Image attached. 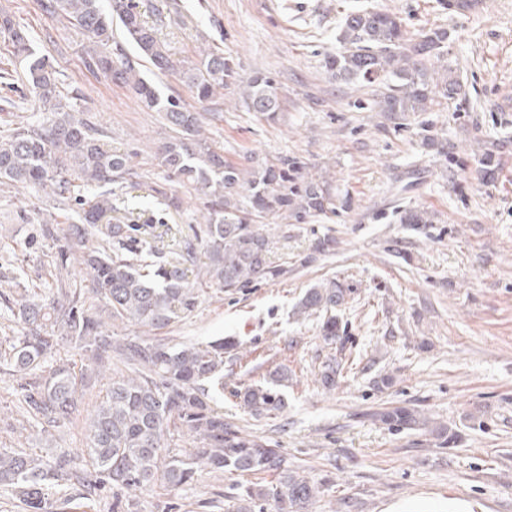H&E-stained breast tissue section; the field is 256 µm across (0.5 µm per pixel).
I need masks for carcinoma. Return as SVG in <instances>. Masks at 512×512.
Listing matches in <instances>:
<instances>
[{
    "instance_id": "obj_1",
    "label": "carcinoma",
    "mask_w": 512,
    "mask_h": 512,
    "mask_svg": "<svg viewBox=\"0 0 512 512\" xmlns=\"http://www.w3.org/2000/svg\"><path fill=\"white\" fill-rule=\"evenodd\" d=\"M46 13L67 20L91 40L85 64L112 82L132 91L145 108L164 114L177 136L158 149L160 166L168 177L187 182L201 196L205 224L194 240L178 242L165 252L147 240L129 245L135 224L112 223V185L130 174L129 156L107 148L97 130L64 113L57 94L58 72L36 54L29 34L7 12H0V38L17 55L28 59V90L50 117L38 125H21L0 137V182L42 190L59 201L80 187L100 194L82 203L78 222L40 225L49 242L57 270L56 288L45 301L20 294L12 311L19 327L15 336L0 338V360L23 384L24 410L39 423L70 420L92 375L112 350L122 348L129 364L141 366L130 375L112 377L89 420V447L83 449L84 468L67 452L44 461L24 448H0V486L25 502L28 512H55L56 489L72 479L92 494L106 486L123 491L160 485L177 490L204 469L244 475L277 474L275 482L257 481L236 497L232 512H263L271 499L277 512H308L320 493L313 480L282 467L281 449L262 438L224 422V413L210 404L209 389H224V340L169 346L129 343L112 336L116 321L134 322L151 331L167 326L180 313L191 311L195 289L185 264L196 249L207 262L202 277L221 289L244 288L288 273L267 260L270 240L257 224L243 216L263 218L279 213L296 224L350 208L326 181L304 172L294 158L250 162L228 160L210 147L201 133V115L179 98L164 97L147 81L122 47L112 45V16L120 20L127 41L139 57L161 71L175 66L154 28L146 25L135 0H48ZM339 48L327 55L325 68L336 79L372 84L386 80L381 111L403 127L409 113L431 112L462 92L452 65L446 61L448 32L431 29L414 37L397 14L382 9H354L345 14L336 34ZM179 73L192 97L205 101L216 89L235 84L247 111L273 119L281 111L275 81L262 72L243 79L222 53H207ZM404 224H431L424 210H405ZM353 292L333 279L308 288L295 306L300 316L321 318L319 332L328 345L345 333L339 314ZM80 353L83 364L48 363L61 343ZM340 363L323 366L320 382L336 386ZM287 374L269 378L239 393L254 415L281 412L280 391ZM395 430L430 429L443 444H455L459 433L443 424L428 426L426 418L408 406L375 414ZM181 435L194 446L182 452L170 448Z\"/></svg>"
}]
</instances>
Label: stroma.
I'll list each match as a JSON object with an SVG mask.
<instances>
[{
	"label": "stroma",
	"instance_id": "stroma-1",
	"mask_svg": "<svg viewBox=\"0 0 512 512\" xmlns=\"http://www.w3.org/2000/svg\"><path fill=\"white\" fill-rule=\"evenodd\" d=\"M158 28L173 61L210 51L233 59L240 76L260 71L276 82L282 110L272 120L246 111L238 87L192 99L177 73L139 68L162 95L201 114L202 134L226 158L290 157L324 175L352 206L295 224L265 219L269 260L286 278L236 290L201 285L196 254L192 312L164 329L115 322L126 340L169 345L232 342L224 355V421L277 445L289 470L321 482L313 512H512V0H480L453 11L448 0H136ZM42 0H0L28 31L35 51L59 73L61 102L76 119L130 154L131 173L113 190L112 220L167 224L192 236L202 204L193 187L168 180L155 159L172 130L125 87L89 72L86 35L50 18ZM398 13L409 34L443 28L462 95L394 128L378 107V87L331 78L324 61L337 48L346 10ZM44 114L28 96L25 63L0 40V136ZM435 142L425 145L422 127ZM496 148L484 178L478 156ZM165 195H158V188ZM180 201L168 204L169 197ZM79 205L58 208L44 192L0 184V265L14 270L30 298L48 296L56 271L30 240L39 225L70 223ZM424 209L427 232L399 221ZM334 247L315 255L323 238ZM337 278L354 293L341 313L343 346L326 345L319 320L296 318L307 288ZM342 358L335 390L319 382L323 364ZM287 372L286 411L253 416L238 390ZM388 388L378 389L381 375ZM108 380L93 378L71 420L44 426L18 410L20 379L0 367V448H32L43 460L87 447L88 422ZM422 410L462 435L439 447L421 430L395 431L371 419L392 406ZM248 477L204 470L176 491L155 486L125 495L124 512H229Z\"/></svg>",
	"mask_w": 512,
	"mask_h": 512
}]
</instances>
